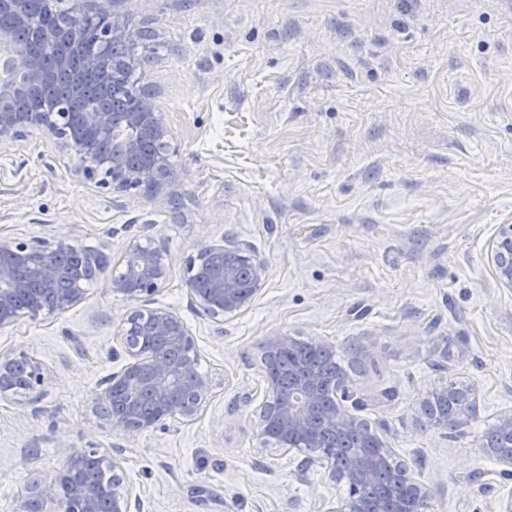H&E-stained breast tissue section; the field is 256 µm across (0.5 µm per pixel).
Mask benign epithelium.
I'll return each mask as SVG.
<instances>
[{
    "label": "benign epithelium",
    "instance_id": "7a95c632",
    "mask_svg": "<svg viewBox=\"0 0 512 512\" xmlns=\"http://www.w3.org/2000/svg\"><path fill=\"white\" fill-rule=\"evenodd\" d=\"M115 2L92 0L87 11L84 0H72L65 21L39 27L36 35L47 47L69 44L55 55L36 53L15 31L0 28V88L23 93L52 85L71 72L72 56L79 52L84 53L87 71L108 80L107 47L117 42L130 46L137 37L127 20L115 14ZM33 130L62 139V148L78 162L85 180L96 187L127 191L144 185L153 198H169V155L178 147L153 95L139 92L138 106L130 112L98 108L79 114L51 99L39 100L28 110L0 99L1 153ZM76 250L78 245L67 239L0 242V254L7 255L0 261V331L22 318L38 321L61 315L85 299L87 279L80 271L62 265L63 256ZM213 253L227 258L224 268L203 288L191 277L187 285L191 299L211 318L222 321L238 316L251 304L264 284L266 266L248 246L224 240L199 247L189 261V271H195ZM492 258L500 282L512 288V225L496 240ZM171 264L165 248L151 240L135 239L104 283L112 295L140 303L118 330L120 350L128 362L105 380V388L95 400V413L113 431L137 435L164 428L169 422H193L210 391L209 379L198 371L199 354L187 325L176 312L153 306L154 297L169 280ZM299 343L292 336H272L266 341V352L278 354ZM19 364L28 372L27 393L43 394L49 381L47 367L19 352L0 354V396L14 394L12 376ZM268 384L272 398L260 408V434L266 437L271 429L275 444L304 455L299 474L317 465L329 485L345 490L358 481L374 480L376 462L372 457L346 459L336 446L314 443L323 429L339 439L362 430L356 415L362 402L347 374L328 379L303 370L291 386L272 377ZM90 457L103 460L97 448L69 450L66 465L53 477L31 482L17 512H32L34 502L39 505L38 512H131L132 504H140L124 485L115 458L109 463V485L70 483L69 474ZM404 476L408 494L418 512H423L426 489L409 472ZM331 512L369 509L352 493L338 498Z\"/></svg>",
    "mask_w": 512,
    "mask_h": 512
}]
</instances>
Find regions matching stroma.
<instances>
[{
  "label": "stroma",
  "instance_id": "stroma-1",
  "mask_svg": "<svg viewBox=\"0 0 512 512\" xmlns=\"http://www.w3.org/2000/svg\"><path fill=\"white\" fill-rule=\"evenodd\" d=\"M155 55L140 87L180 134L171 199L87 182L55 136L0 154V242L61 238L117 263L130 240L172 259L157 305L196 338L202 415L128 437L92 413L125 364L128 310L102 277L84 301L0 332V353L50 370L44 394L0 397V512L72 448L119 459L142 512H329L340 492L257 433L268 337L332 345L381 434L429 492L426 512H501L512 475L485 453L512 413V288L491 248L512 224V0H118ZM227 237L266 264L261 291L216 323L188 262ZM467 385L476 414L430 420ZM447 391V400L442 397L437 400L434 399L426 408V412L432 419L436 422H443L445 424H447L446 417L448 415V410H455L461 395L467 392L463 388L459 387H451ZM459 392L462 394H458Z\"/></svg>",
  "mask_w": 512,
  "mask_h": 512
}]
</instances>
